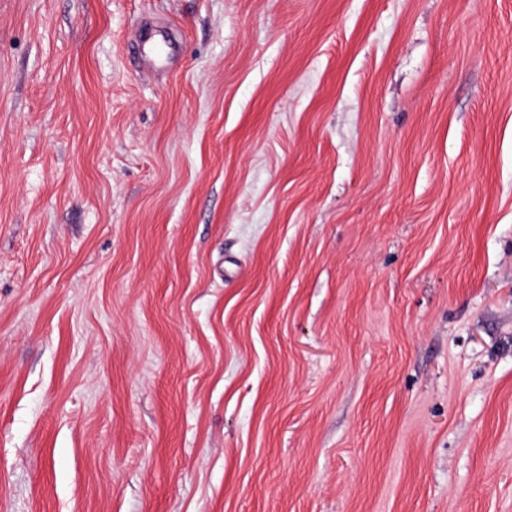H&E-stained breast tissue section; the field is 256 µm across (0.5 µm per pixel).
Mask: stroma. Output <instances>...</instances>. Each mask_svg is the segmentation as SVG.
<instances>
[{"label":"stroma","instance_id":"1","mask_svg":"<svg viewBox=\"0 0 512 512\" xmlns=\"http://www.w3.org/2000/svg\"><path fill=\"white\" fill-rule=\"evenodd\" d=\"M0 512H512V0H0Z\"/></svg>","mask_w":512,"mask_h":512}]
</instances>
